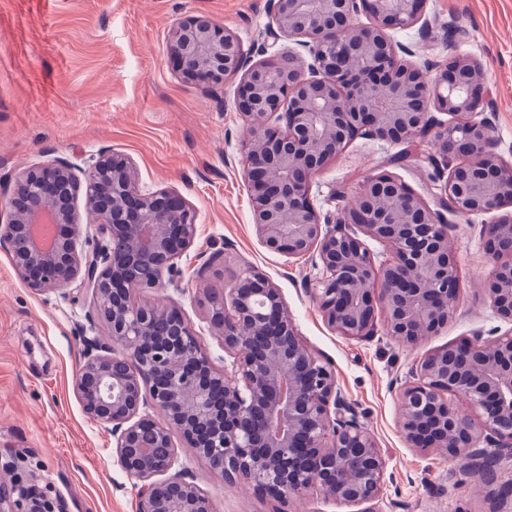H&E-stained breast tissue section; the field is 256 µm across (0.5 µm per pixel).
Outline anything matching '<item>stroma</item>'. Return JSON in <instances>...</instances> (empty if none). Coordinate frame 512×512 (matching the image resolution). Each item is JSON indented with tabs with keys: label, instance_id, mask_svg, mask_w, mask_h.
Instances as JSON below:
<instances>
[{
	"label": "stroma",
	"instance_id": "1",
	"mask_svg": "<svg viewBox=\"0 0 512 512\" xmlns=\"http://www.w3.org/2000/svg\"><path fill=\"white\" fill-rule=\"evenodd\" d=\"M429 35L393 30L428 70L455 55L483 68L480 94L491 104V135L512 160V0H426ZM202 15L235 32L259 56L270 23L267 0H0V180L54 157L72 161L102 150L131 157L144 189L177 191L197 214V236L164 274L160 288L134 299L176 308L192 325L214 368L224 342L210 324L205 291L251 267L279 287L304 342L326 359L343 396L377 439L387 461L382 512H486L477 475L435 453L408 447L399 427L398 391L433 350L474 335L512 329L486 293L492 268L481 228L487 215L450 216L458 267L456 315L415 346L379 334L338 335L306 291L318 271L311 257L266 249L252 224L241 144L248 121L237 110L239 80L215 90L184 79L168 48L172 29ZM432 139L387 144L352 140L311 180L321 211L339 216L360 186L387 171L427 203L438 192ZM108 341L91 290L39 294L17 275L0 246V455H26L38 488L66 512H139L138 486L112 458V437L73 393L83 340ZM179 470L210 497L214 512H275V502L213 472L182 438Z\"/></svg>",
	"mask_w": 512,
	"mask_h": 512
}]
</instances>
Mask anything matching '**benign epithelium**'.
Segmentation results:
<instances>
[{"label": "benign epithelium", "instance_id": "obj_1", "mask_svg": "<svg viewBox=\"0 0 512 512\" xmlns=\"http://www.w3.org/2000/svg\"><path fill=\"white\" fill-rule=\"evenodd\" d=\"M424 0H268L269 56L252 61L236 34L204 16L174 28L169 51L184 78L207 86L240 76L238 109L252 121L241 145L257 236L272 252L314 258L309 292L327 325L353 340L384 335L416 345L455 313L458 271L448 215L494 214L482 225L495 314L512 324V162L495 149L490 122L454 57L432 75L410 61L390 31L432 22ZM365 14L371 22L356 23ZM293 39L299 52L277 48ZM434 135L441 181L436 207L391 173L367 181L341 218L321 215L312 176L355 137L379 141ZM466 160L449 164L458 151ZM106 241L80 239L78 203ZM196 214L176 192L146 191L134 161L101 151L83 164L56 157L21 168L0 197V243L37 292L92 290L108 345L83 337L73 391L112 434V456L139 483V512H213L208 494L173 468L172 430L212 470L286 505L313 491L359 512H381L387 462L343 396L329 363L301 339L279 288L247 268L206 295L212 327L231 359L217 371L176 311L136 303L131 291L160 287L194 243ZM374 241L386 249L376 260ZM168 320L161 332L157 323ZM398 393L406 442L465 462L489 488V512L508 502L491 458H512V329L437 349ZM465 402L463 411L459 402ZM153 408L162 425L147 413ZM166 449L160 459L155 449ZM24 457L0 461V512H63L61 500L21 474Z\"/></svg>", "mask_w": 512, "mask_h": 512}]
</instances>
